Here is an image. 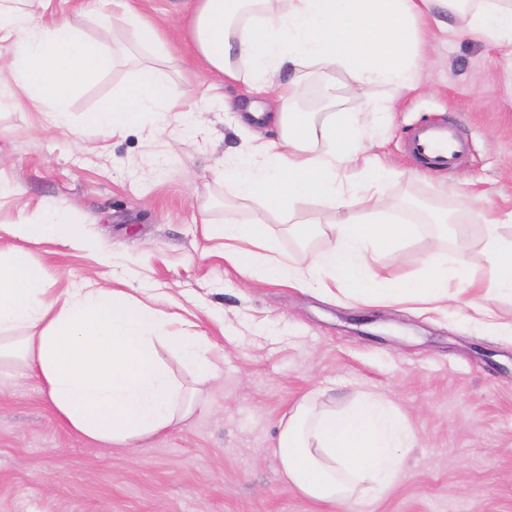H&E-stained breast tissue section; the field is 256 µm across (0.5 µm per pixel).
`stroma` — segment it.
Returning <instances> with one entry per match:
<instances>
[{
	"label": "stroma",
	"mask_w": 512,
	"mask_h": 512,
	"mask_svg": "<svg viewBox=\"0 0 512 512\" xmlns=\"http://www.w3.org/2000/svg\"><path fill=\"white\" fill-rule=\"evenodd\" d=\"M135 5L178 47L163 68L187 90L203 133L176 143L149 116L121 135L85 128V113L132 79L125 62L70 99L68 129L51 126L43 109L13 92L0 103V243H21L18 224L45 203L74 210L90 248L25 244L53 292L88 282L133 288L141 297L166 292L214 345L220 377L197 384L178 355L159 348L176 377L199 386L197 407L178 426L119 447L72 430L35 378L1 375L0 512H512V342L465 311L366 305L279 284L260 269L244 276L226 264L222 240L207 238L206 227L228 217L246 224L265 215L274 254L298 267L329 240L319 232L297 238L287 215L268 211L259 198H234L225 183V159L251 135L278 131L243 124L227 110L244 99L243 86L209 98L213 77L189 56L193 0ZM101 12L111 23L106 33ZM45 17L151 57L124 21V0H51ZM354 84L340 67L312 75L299 103L316 112L325 97L328 111H357ZM431 117L448 120L465 141L459 167L428 173L407 150L412 129ZM374 150L395 171L380 188L382 204L418 227L382 256L387 270L423 274L424 257L439 250L464 255L473 273L486 274L487 212L512 239V45L438 35L418 88L397 100ZM434 210L467 221L466 247L430 223ZM315 392L340 406L355 393H372L407 417L417 443L389 492L340 506L283 479L272 452L280 423Z\"/></svg>",
	"instance_id": "stroma-1"
}]
</instances>
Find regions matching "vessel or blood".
<instances>
[{"instance_id": "b4317fda", "label": "vessel or blood", "mask_w": 512, "mask_h": 512, "mask_svg": "<svg viewBox=\"0 0 512 512\" xmlns=\"http://www.w3.org/2000/svg\"><path fill=\"white\" fill-rule=\"evenodd\" d=\"M408 146L426 168L434 171L455 166L462 153L455 128L448 122L436 119L427 120L416 126Z\"/></svg>"}]
</instances>
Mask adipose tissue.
I'll list each match as a JSON object with an SVG mask.
<instances>
[{
    "label": "adipose tissue",
    "instance_id": "obj_1",
    "mask_svg": "<svg viewBox=\"0 0 512 512\" xmlns=\"http://www.w3.org/2000/svg\"><path fill=\"white\" fill-rule=\"evenodd\" d=\"M48 5L0 0V48L9 54L0 82L24 91L52 126L64 129L69 99L113 66L116 53L70 21L45 23ZM188 28L196 59L224 83L244 84L248 118L280 129L279 138L257 140L225 161L224 179L236 197H259L269 211L288 214L314 199L333 213L331 248L302 268L269 255L264 218L249 224L226 219L212 235L223 240L227 263L244 275L263 268L293 288L333 286L367 304L390 299L442 312L461 303L483 328L512 337V322L470 296L480 289L512 300V239L497 233L494 213L486 215L482 239L486 278H476L462 257L441 253L428 255L424 275L385 274L381 255L411 240L416 227L378 210L375 193L390 172L371 156L367 136L368 115L388 117L393 99L413 89L435 33L512 44V0H196ZM310 65L344 68L382 92L366 96L360 112L341 117L297 111ZM270 94L277 110L268 114L259 99ZM186 97L157 62L143 61L83 124L113 134L151 114L163 125ZM19 232L35 242L84 243L80 225L51 206ZM165 303L160 294L138 299L112 288L55 296L26 249L0 248V365L18 363L35 374L58 415L87 437L116 445L149 437L189 414L185 388L157 345L179 355L200 381L218 376L207 343L172 329ZM414 443L405 415L378 396L362 394L338 411L308 394L282 422L274 454L284 478L303 494L342 504L364 482L373 493L388 490L401 473V449Z\"/></svg>",
    "mask_w": 512,
    "mask_h": 512
}]
</instances>
